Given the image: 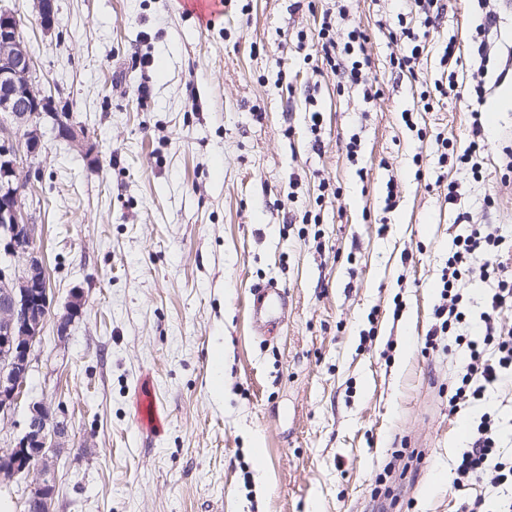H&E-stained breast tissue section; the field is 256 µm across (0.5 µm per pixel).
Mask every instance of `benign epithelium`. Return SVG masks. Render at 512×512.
<instances>
[{
	"label": "benign epithelium",
	"instance_id": "benign-epithelium-1",
	"mask_svg": "<svg viewBox=\"0 0 512 512\" xmlns=\"http://www.w3.org/2000/svg\"><path fill=\"white\" fill-rule=\"evenodd\" d=\"M35 21L49 31L57 23L55 0H34ZM34 61L19 35L15 15L0 9V421L9 418L24 394L31 355L43 336L49 313L46 267L33 248L35 225L25 219L20 202L21 156L32 158L42 146L39 120L52 99L33 80ZM24 257L19 263L17 258ZM85 298L76 289L57 319V336L82 313ZM66 423L44 402L29 405L25 431L17 442L0 448V479L34 476L26 499L28 512H51L55 495L53 459L66 448Z\"/></svg>",
	"mask_w": 512,
	"mask_h": 512
}]
</instances>
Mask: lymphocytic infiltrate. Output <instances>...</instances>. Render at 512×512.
<instances>
[{
	"label": "lymphocytic infiltrate",
	"instance_id": "1",
	"mask_svg": "<svg viewBox=\"0 0 512 512\" xmlns=\"http://www.w3.org/2000/svg\"><path fill=\"white\" fill-rule=\"evenodd\" d=\"M439 0H410L407 12L397 13L393 26L389 28L391 38L406 40L408 46L402 52L392 55L390 64L400 73L416 74L419 70L424 44L418 41L415 29L408 27L407 15H415L419 26L430 28L439 13ZM496 25L494 13H485L473 38V54L479 61L478 73L469 85V100L473 119L471 139L468 146L455 157L440 154L439 163L455 160L458 168L475 169V157L486 148L480 107L486 89L483 80L488 71L491 52L487 37ZM418 26V27H419ZM320 56L323 64L336 72L342 82L361 92L364 98L379 95L375 80L370 77L371 61L366 53L367 37L360 27H353L344 34H337L336 21L332 13H324L317 33ZM458 223L464 224V234L454 239V249L448 257V266L442 275V302L434 310L435 322L428 331L425 342L434 346L444 336L454 335L457 327L466 318L464 296L460 283L469 272V261L475 253L491 257L500 255L503 239L491 224L473 223L470 213L457 215ZM512 307V277L501 276L497 287L484 301L481 314L480 339L467 343L468 355L458 374L448 403L457 408L481 396L486 386L512 381V335L505 333L498 323V315L503 308ZM459 479H490L496 485L512 486V466L499 459V437L490 415H482L473 435L471 448L460 456L456 467Z\"/></svg>",
	"mask_w": 512,
	"mask_h": 512
}]
</instances>
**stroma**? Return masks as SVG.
I'll use <instances>...</instances> for the list:
<instances>
[{
	"label": "stroma",
	"instance_id": "35a3bbf8",
	"mask_svg": "<svg viewBox=\"0 0 512 512\" xmlns=\"http://www.w3.org/2000/svg\"><path fill=\"white\" fill-rule=\"evenodd\" d=\"M292 2L250 0L245 13L228 0L205 27L179 0H56L47 32L33 0H0L55 102L41 154L19 170L51 317L0 448L22 436L29 403L65 420L53 512H462L477 500L497 512L504 500L489 481L457 484L455 462L485 413L512 462V385L450 409L463 351L451 336L434 349L424 339L458 212L512 244V109L485 133L480 179L439 165L435 142L469 143L470 39L484 10L498 18L487 98L512 82V0H441L414 78L394 72L400 46L379 28L395 0H349L336 30L368 36L381 89L370 100L305 61L332 0ZM451 40L459 87L419 110ZM60 123L83 144L56 136ZM273 281L288 313L267 335L252 326L251 290ZM75 289L86 306L61 341Z\"/></svg>",
	"mask_w": 512,
	"mask_h": 512
}]
</instances>
